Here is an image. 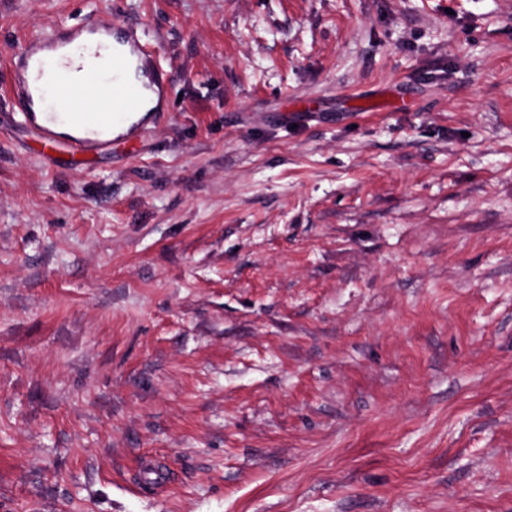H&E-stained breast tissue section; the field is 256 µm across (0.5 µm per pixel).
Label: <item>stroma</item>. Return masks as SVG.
Instances as JSON below:
<instances>
[{"label": "stroma", "mask_w": 512, "mask_h": 512, "mask_svg": "<svg viewBox=\"0 0 512 512\" xmlns=\"http://www.w3.org/2000/svg\"><path fill=\"white\" fill-rule=\"evenodd\" d=\"M100 12L170 110L70 164ZM0 512H512V0H0ZM118 30L126 35L116 37ZM111 39L116 44L106 54ZM92 42L97 43L95 51L88 46ZM132 63L146 80L141 86L124 79ZM8 66L12 115L31 126L45 148L64 146L78 160L108 152L135 136L139 126L132 117L141 109L144 89L156 97L150 109L154 117L169 112L170 72L155 47L113 15L96 14L82 23L59 26L48 36L33 34ZM74 72H83L84 79L73 82L64 76ZM76 101L82 103L79 110H74ZM103 102L112 105L111 112ZM64 126L70 132H61Z\"/></svg>", "instance_id": "35a3bbf8"}]
</instances>
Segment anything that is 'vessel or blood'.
<instances>
[{
  "mask_svg": "<svg viewBox=\"0 0 512 512\" xmlns=\"http://www.w3.org/2000/svg\"><path fill=\"white\" fill-rule=\"evenodd\" d=\"M8 66L15 116L44 147L79 160L135 136L144 91L156 97V117L169 110L171 75L154 46L107 14L30 36ZM105 102L111 111H102Z\"/></svg>",
  "mask_w": 512,
  "mask_h": 512,
  "instance_id": "b4317fda",
  "label": "vessel or blood"
}]
</instances>
